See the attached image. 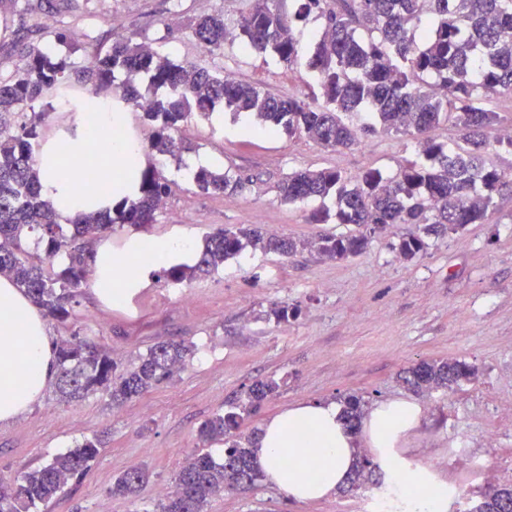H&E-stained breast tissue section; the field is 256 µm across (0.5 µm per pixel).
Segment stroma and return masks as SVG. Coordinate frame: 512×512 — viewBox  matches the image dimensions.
<instances>
[{"label": "stroma", "mask_w": 512, "mask_h": 512, "mask_svg": "<svg viewBox=\"0 0 512 512\" xmlns=\"http://www.w3.org/2000/svg\"><path fill=\"white\" fill-rule=\"evenodd\" d=\"M25 4L0 5L9 18L7 29H0V72L48 42L35 31ZM247 6V0H67L65 17L74 32H108L116 41L160 38L174 62L233 72L277 97L299 94L310 80L305 68L255 50L211 55L192 37L199 16L219 11L232 23ZM180 136L189 150L181 162L163 166L171 186L165 206L153 223L109 232L113 247L139 233L199 241L241 224L293 239L347 233L346 224L310 221L332 200L284 203L278 184L305 169L391 175L410 146L407 137L378 133L349 149H324L224 112L188 122ZM201 167L228 170L246 182L232 195L207 194L191 182ZM419 231L415 224L395 225L376 234L365 253L343 260L307 250L286 257L247 249L209 277L176 284L153 276L122 307L82 289L71 323L49 321L53 339L79 334L122 369L159 343L190 342L195 352L171 379L120 405L105 390L65 403L47 387L25 412L0 423V479L14 481L99 436L104 445L90 468L49 507L30 512H153L159 489H173L179 466L195 450L200 423L224 412L231 399L244 398L253 382L273 378L280 387L245 420V433L298 402L356 395L370 406L408 397L405 368L449 358L473 365L475 379L420 397L421 421L401 439L399 455L412 467L427 465L473 498L483 484L466 468L467 454L499 465V484L512 483V428L504 425L512 409V198H503L486 223L430 240L414 259H398L400 238ZM280 302L296 310L281 322L271 313ZM132 467L148 473L138 498L113 496V478ZM370 492L365 486L300 503L263 483L213 498L207 512H362Z\"/></svg>", "instance_id": "stroma-1"}]
</instances>
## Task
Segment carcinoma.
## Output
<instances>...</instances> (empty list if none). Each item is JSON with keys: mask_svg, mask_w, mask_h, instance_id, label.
Wrapping results in <instances>:
<instances>
[{"mask_svg": "<svg viewBox=\"0 0 512 512\" xmlns=\"http://www.w3.org/2000/svg\"><path fill=\"white\" fill-rule=\"evenodd\" d=\"M287 12L283 0H249L234 26L224 14L201 16L192 36L208 52L225 46L265 52L316 75L308 92L279 98L262 88L226 78L220 69L192 62L174 63L162 45L133 39L117 41L93 58L86 68L90 93L120 90V100L143 111L154 126L146 145L158 160L181 161L188 150L176 133L188 121L210 120L214 113H247L270 129L304 137L324 148L349 149L369 132L405 136L412 153L395 174L368 169L349 175L338 169L293 172L279 185L288 203L330 198L334 209L317 210L315 224H353L355 232L324 235L312 240L275 238L250 224L221 229L204 237L194 264L163 269L175 283L224 270V263L246 248L284 256L314 250L327 259L362 254L372 238L396 224H421L422 234L399 239L397 257L411 260L423 253L425 238L443 237L469 224H483L499 199L512 193L508 173L486 159V153L512 154V137L489 145L485 131L504 117L486 107L492 97L512 98V0H293ZM323 28L313 42L300 44L298 23L310 15ZM54 32L62 54L30 49L7 74H0V274L11 278L46 316L66 324L73 318L79 290L88 285L93 255L85 242L114 230L154 220L170 193L157 168L140 174L138 196L123 197L111 209L67 220L39 191L34 144L42 136L46 113L53 101H75L71 112L82 111V93L71 83L70 55L80 40L56 20ZM124 81L115 85L116 74ZM148 80L146 95L136 82ZM163 89L165 94L157 95ZM41 111H34L35 104ZM454 126L459 137L438 142L429 131L441 121ZM193 183L205 193L224 195L243 187L244 180L228 171L200 168ZM36 235L44 257H34L23 241ZM62 255L66 263L50 274L45 262ZM192 354V345L161 343L140 357L138 364L112 379L115 365L97 344L72 334L57 342V391L66 402L99 388L110 391L112 402L138 397L165 380ZM476 376V368L455 359L421 361L405 371L409 389L422 394L452 390ZM279 388L275 380H258L244 401L232 403L222 414L204 421L198 443L224 441V461L204 450L180 468L174 490L158 505V512H207L210 500L226 490H254L262 478L256 458L259 432H239L242 422ZM348 426L358 428L362 400L344 399ZM101 441L87 440L56 456L46 466L25 473L17 484L0 480V512H21L37 504L47 506L63 492L67 481L84 473L99 454ZM376 468L373 459L357 453L348 489L362 486ZM145 474L131 468L112 482V494L138 496ZM512 484L489 486L467 512H509Z\"/></svg>", "mask_w": 512, "mask_h": 512, "instance_id": "carcinoma-1", "label": "carcinoma"}]
</instances>
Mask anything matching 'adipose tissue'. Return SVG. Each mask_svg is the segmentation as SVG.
Instances as JSON below:
<instances>
[{
	"instance_id": "adipose-tissue-1",
	"label": "adipose tissue",
	"mask_w": 512,
	"mask_h": 512,
	"mask_svg": "<svg viewBox=\"0 0 512 512\" xmlns=\"http://www.w3.org/2000/svg\"><path fill=\"white\" fill-rule=\"evenodd\" d=\"M89 109L76 113L73 124L60 126L35 156L43 196L66 218L111 207L109 188L120 179V192L135 195L133 178L143 153L138 141L122 137L100 140L87 158H69L68 146L82 143L89 130L119 127L123 117L109 100L91 95ZM197 246L187 237L134 236L123 249L101 241L94 250L95 297L122 305L148 283L158 263H189ZM55 374V362L43 314L13 282L0 276V422L28 409ZM421 405L399 399L375 404L365 415L361 435H354L333 401L303 402L266 418L261 427L258 464L266 483L299 502L324 498L346 480L354 450L373 455L385 482L401 491L426 493V512H447L448 485L432 473L409 468L395 452L399 440L414 429Z\"/></svg>"
}]
</instances>
